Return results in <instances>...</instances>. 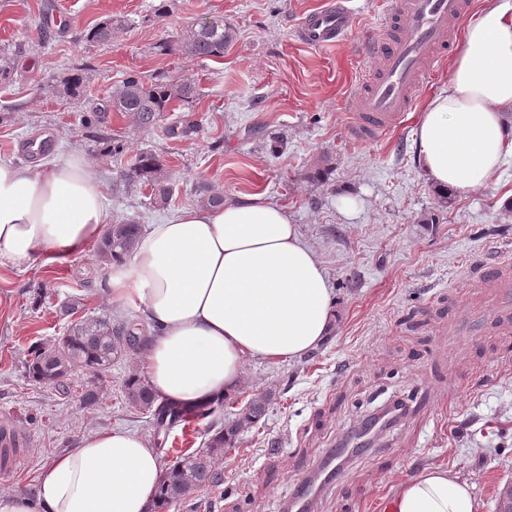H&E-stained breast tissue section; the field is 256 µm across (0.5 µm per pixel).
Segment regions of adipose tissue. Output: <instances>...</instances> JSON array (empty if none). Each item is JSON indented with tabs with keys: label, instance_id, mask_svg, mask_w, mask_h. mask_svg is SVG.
<instances>
[{
	"label": "adipose tissue",
	"instance_id": "adipose-tissue-1",
	"mask_svg": "<svg viewBox=\"0 0 512 512\" xmlns=\"http://www.w3.org/2000/svg\"><path fill=\"white\" fill-rule=\"evenodd\" d=\"M512 0H483L462 32L448 88L425 105L418 156L436 188L492 183L512 132ZM107 199L85 154L34 167L0 161V263L24 271L84 253L106 231ZM109 298L153 328L148 385L186 406L241 387L246 360L291 361L330 335L335 301L323 265L286 209L263 195L191 206L143 232L131 261L106 271ZM162 460L129 429L82 437L39 474L36 494L0 495V512H149ZM471 486L429 467L406 481L388 512H478Z\"/></svg>",
	"mask_w": 512,
	"mask_h": 512
}]
</instances>
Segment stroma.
Returning a JSON list of instances; mask_svg holds the SVG:
<instances>
[{
  "instance_id": "obj_1",
  "label": "stroma",
  "mask_w": 512,
  "mask_h": 512,
  "mask_svg": "<svg viewBox=\"0 0 512 512\" xmlns=\"http://www.w3.org/2000/svg\"><path fill=\"white\" fill-rule=\"evenodd\" d=\"M383 2L355 0L361 11L348 38L315 49L296 29L323 0H0V46L10 50L11 70L0 83V160L27 167L84 153L105 187L112 222L159 223L195 205L202 181L228 201L265 194L298 224L336 298L330 336L302 359L247 361L244 384L220 414L234 417L252 394L268 390L266 416L219 462L222 482L170 512H285L335 448L398 401L404 417L349 454L310 512H383L398 487L429 466L473 485L480 512H496L501 487L512 481V308L480 280L512 249V156L495 182L439 207L415 141L422 107L448 86L446 59L400 127L372 143L352 138L345 115L356 108L364 71L354 47L379 31ZM110 15L124 18V28L110 43L87 41V30ZM202 18L233 29L223 59L159 53V43ZM77 67L94 101L133 71L146 80H192L200 96L149 130L117 112L89 126L84 105L57 93ZM186 115L196 131L167 137L165 127ZM33 137L49 142L36 156L25 150ZM112 139L164 160L175 185L167 207L144 187L120 185L129 158L102 153ZM323 157L326 180L308 179ZM346 192L358 200L350 213L338 204ZM74 295L83 299L81 317L123 316L108 302L106 267L95 251L24 272L0 265V418L31 442L21 469L0 474V493H35L42 466L93 432L121 426L154 435L122 393L129 372L143 369L141 353L114 360L96 379L74 370L73 389L97 381L103 399L93 407L28 377L31 347L63 335L71 320L61 309Z\"/></svg>"
}]
</instances>
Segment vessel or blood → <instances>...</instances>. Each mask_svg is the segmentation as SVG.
<instances>
[{
    "label": "vessel or blood",
    "instance_id": "vessel-or-blood-1",
    "mask_svg": "<svg viewBox=\"0 0 512 512\" xmlns=\"http://www.w3.org/2000/svg\"><path fill=\"white\" fill-rule=\"evenodd\" d=\"M469 0H386L385 32L364 40L359 56L371 63L355 94L349 131L354 139L373 141L398 127L412 108L425 77L455 45ZM349 0H329L307 13L298 24V36L308 46L325 48L344 41L355 22ZM489 287L512 299V273L500 264L488 266ZM29 440L0 420V472L16 471L26 460Z\"/></svg>",
    "mask_w": 512,
    "mask_h": 512
}]
</instances>
